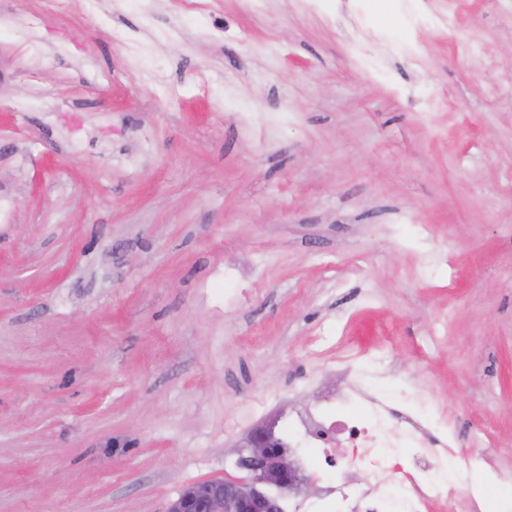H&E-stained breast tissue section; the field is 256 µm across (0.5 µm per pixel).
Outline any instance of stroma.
Here are the masks:
<instances>
[{
	"mask_svg": "<svg viewBox=\"0 0 512 512\" xmlns=\"http://www.w3.org/2000/svg\"><path fill=\"white\" fill-rule=\"evenodd\" d=\"M331 365L512 497V0H0V512H169Z\"/></svg>",
	"mask_w": 512,
	"mask_h": 512,
	"instance_id": "obj_1",
	"label": "stroma"
}]
</instances>
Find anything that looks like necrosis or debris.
<instances>
[{"label":"necrosis or debris","instance_id":"obj_1","mask_svg":"<svg viewBox=\"0 0 512 512\" xmlns=\"http://www.w3.org/2000/svg\"><path fill=\"white\" fill-rule=\"evenodd\" d=\"M332 431L340 434L345 447L361 449L359 462L370 477L369 491L339 479L334 450L324 439ZM278 439L288 449H315L308 464L314 479L324 486L320 512H386L382 488L387 484L398 489L406 512H429L437 502L458 504L454 493L423 477L425 449L447 457L454 446L453 433H432L427 425L377 398L363 396L356 387L291 417L287 432Z\"/></svg>","mask_w":512,"mask_h":512}]
</instances>
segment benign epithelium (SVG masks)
Segmentation results:
<instances>
[{
    "instance_id": "7a95c632",
    "label": "benign epithelium",
    "mask_w": 512,
    "mask_h": 512,
    "mask_svg": "<svg viewBox=\"0 0 512 512\" xmlns=\"http://www.w3.org/2000/svg\"><path fill=\"white\" fill-rule=\"evenodd\" d=\"M266 429L252 430L236 447V467L249 473L246 480H226L203 495L187 489L171 512H285L286 495L299 492L310 479L289 455L271 448Z\"/></svg>"
}]
</instances>
